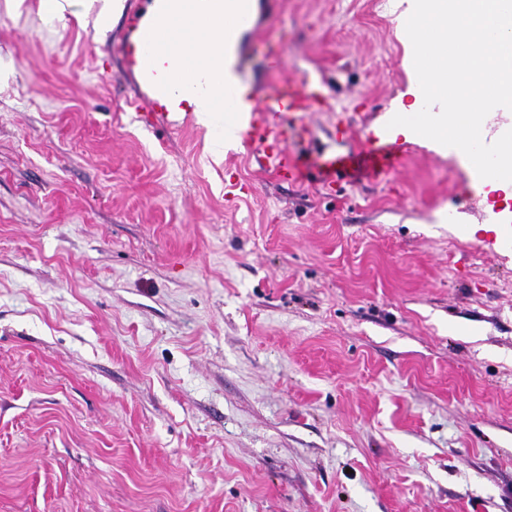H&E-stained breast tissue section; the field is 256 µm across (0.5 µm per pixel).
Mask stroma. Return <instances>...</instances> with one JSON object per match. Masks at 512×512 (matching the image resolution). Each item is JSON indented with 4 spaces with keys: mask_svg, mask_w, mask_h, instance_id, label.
<instances>
[{
    "mask_svg": "<svg viewBox=\"0 0 512 512\" xmlns=\"http://www.w3.org/2000/svg\"><path fill=\"white\" fill-rule=\"evenodd\" d=\"M270 27L308 150L412 103L388 0H256V99ZM131 37L0 0V512H512V207L421 136L330 192L215 158L136 111Z\"/></svg>",
    "mask_w": 512,
    "mask_h": 512,
    "instance_id": "stroma-1",
    "label": "stroma"
}]
</instances>
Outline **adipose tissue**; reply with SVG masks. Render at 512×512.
Instances as JSON below:
<instances>
[{"instance_id": "adipose-tissue-1", "label": "adipose tissue", "mask_w": 512, "mask_h": 512, "mask_svg": "<svg viewBox=\"0 0 512 512\" xmlns=\"http://www.w3.org/2000/svg\"><path fill=\"white\" fill-rule=\"evenodd\" d=\"M127 0H38L39 29L60 35L70 27L105 40ZM254 0H152L138 40L153 58L156 91L171 93L196 124L215 133L216 149L231 121L224 112L227 87L247 97L233 74L236 47L253 13Z\"/></svg>"}]
</instances>
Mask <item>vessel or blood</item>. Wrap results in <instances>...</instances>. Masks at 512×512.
I'll return each mask as SVG.
<instances>
[{
	"instance_id": "vessel-or-blood-1",
	"label": "vessel or blood",
	"mask_w": 512,
	"mask_h": 512,
	"mask_svg": "<svg viewBox=\"0 0 512 512\" xmlns=\"http://www.w3.org/2000/svg\"><path fill=\"white\" fill-rule=\"evenodd\" d=\"M268 52L271 67L279 74L271 93L262 102L251 104L248 111L235 112L234 117L241 146L270 168L276 179L328 189L341 179H376L395 167L402 150L382 136L362 138L344 153L303 152L305 120L324 104V84L284 73L276 44H269ZM124 59L143 83H150L153 70L148 54L138 52L130 43L124 49Z\"/></svg>"
}]
</instances>
